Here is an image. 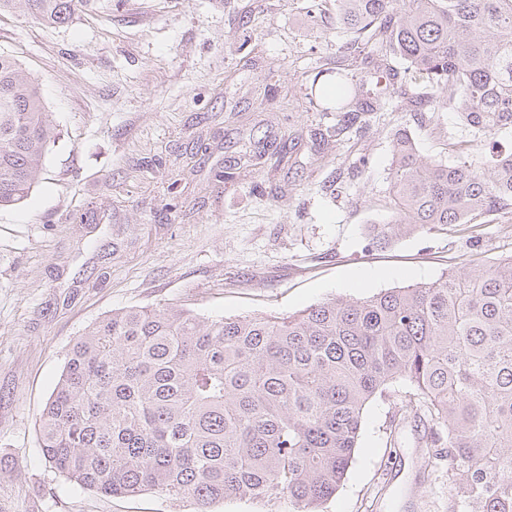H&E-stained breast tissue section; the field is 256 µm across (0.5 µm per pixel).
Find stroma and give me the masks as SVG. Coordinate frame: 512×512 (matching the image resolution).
Here are the masks:
<instances>
[{
    "instance_id": "35a3bbf8",
    "label": "stroma",
    "mask_w": 512,
    "mask_h": 512,
    "mask_svg": "<svg viewBox=\"0 0 512 512\" xmlns=\"http://www.w3.org/2000/svg\"><path fill=\"white\" fill-rule=\"evenodd\" d=\"M348 39L333 0H98L55 27L0 14V52L38 80L58 132L31 195L0 209V512H198L154 490L80 488L42 455L66 353L104 315L292 313L512 254L502 214L476 240L437 227L373 245L369 225L392 218L391 131L448 165L449 143L478 134L450 108L337 131L309 102L317 70L351 68L366 103L392 93L352 66ZM431 431L395 394L373 399L323 512H448Z\"/></svg>"
}]
</instances>
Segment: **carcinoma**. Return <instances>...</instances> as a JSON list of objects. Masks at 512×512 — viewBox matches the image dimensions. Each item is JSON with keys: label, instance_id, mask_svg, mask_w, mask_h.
Instances as JSON below:
<instances>
[{"label": "carcinoma", "instance_id": "obj_1", "mask_svg": "<svg viewBox=\"0 0 512 512\" xmlns=\"http://www.w3.org/2000/svg\"><path fill=\"white\" fill-rule=\"evenodd\" d=\"M97 0H0L45 25ZM336 0V23L370 33L377 71L407 83L418 108L453 106L483 138L512 131V0ZM318 97L349 128L355 112H396L390 100ZM448 89V99L435 91ZM56 128L37 81L0 52V208L37 182ZM395 217L385 241L427 226L476 232L512 214V148L481 161L455 143L452 165L421 156L408 130L391 133ZM406 388L401 408L437 427L430 447L448 459V512H512V255L473 258L430 284L360 300L332 298L294 313L210 319L134 306L76 338L39 420L40 447L67 480L105 495L157 490L207 506L224 498L288 497L319 512L343 483L366 405Z\"/></svg>", "mask_w": 512, "mask_h": 512}]
</instances>
